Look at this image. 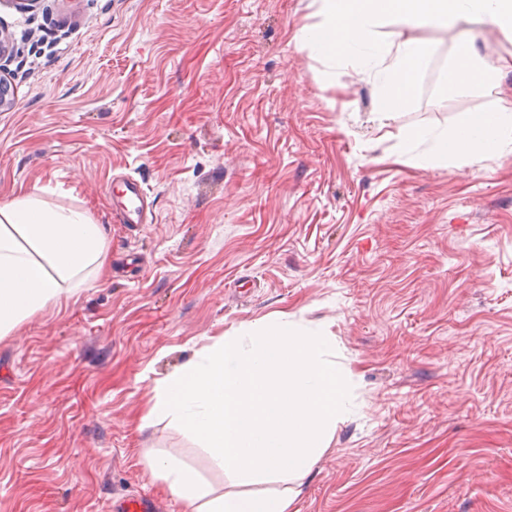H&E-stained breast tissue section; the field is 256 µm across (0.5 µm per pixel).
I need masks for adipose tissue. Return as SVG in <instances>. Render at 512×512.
<instances>
[{"mask_svg": "<svg viewBox=\"0 0 512 512\" xmlns=\"http://www.w3.org/2000/svg\"><path fill=\"white\" fill-rule=\"evenodd\" d=\"M496 71L469 41H461L448 72V88L494 93ZM402 153L418 165L439 166L449 158L478 163L512 154V104L473 112L449 131L409 128L399 135ZM428 150L415 153L416 144ZM108 256L103 228L83 209L53 206L33 194L0 200V338L84 281L87 270L104 274Z\"/></svg>", "mask_w": 512, "mask_h": 512, "instance_id": "1", "label": "adipose tissue"}]
</instances>
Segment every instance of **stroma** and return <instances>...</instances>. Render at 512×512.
<instances>
[{
	"label": "stroma",
	"instance_id": "35a3bbf8",
	"mask_svg": "<svg viewBox=\"0 0 512 512\" xmlns=\"http://www.w3.org/2000/svg\"><path fill=\"white\" fill-rule=\"evenodd\" d=\"M312 0L0 5L20 56L0 108V199L35 193L102 225L87 279L0 339V512H111L149 467L230 480L181 427L143 426L158 380L279 316L334 336L353 412L292 512H512V154L419 167L405 128H453L493 97L446 87L458 30L385 127L355 62L300 40ZM469 37L512 94V42ZM151 201L120 223L113 176Z\"/></svg>",
	"mask_w": 512,
	"mask_h": 512
}]
</instances>
